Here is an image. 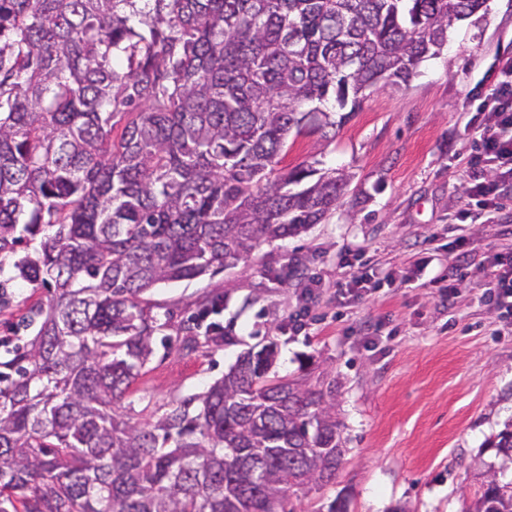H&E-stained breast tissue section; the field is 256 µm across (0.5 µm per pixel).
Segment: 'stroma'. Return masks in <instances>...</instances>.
<instances>
[{"label":"stroma","mask_w":512,"mask_h":512,"mask_svg":"<svg viewBox=\"0 0 512 512\" xmlns=\"http://www.w3.org/2000/svg\"><path fill=\"white\" fill-rule=\"evenodd\" d=\"M503 54L512 55V0H487L449 28L447 47L407 85L366 90L334 138H289L286 167L343 170L347 194L326 221L262 243L247 262L145 294L160 339L123 399L130 415L158 416L203 392L268 338L279 375L336 383L345 456L335 480L293 496L298 512H326L340 495L349 512H465L487 471L511 481L512 460L488 442L512 423V315L487 294L490 269L455 260L463 247L512 253V235L467 207L468 123ZM349 251L374 279L341 301L331 288L347 275L340 259ZM306 276L326 290L312 324L295 332L289 317ZM45 297L12 284L0 299V341L24 338ZM214 297L224 300L216 322L235 338L221 348L198 318Z\"/></svg>","instance_id":"obj_1"}]
</instances>
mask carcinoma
Listing matches in <instances>:
<instances>
[{"label":"carcinoma","instance_id":"1","mask_svg":"<svg viewBox=\"0 0 512 512\" xmlns=\"http://www.w3.org/2000/svg\"><path fill=\"white\" fill-rule=\"evenodd\" d=\"M485 2L0 0V252L38 241L13 267L47 291L0 357V512H296L334 479L333 390L272 372L273 341L124 419L160 330L143 295L325 221L348 178L284 171L288 135L408 84ZM490 446L512 458V427ZM465 512H512V482Z\"/></svg>","mask_w":512,"mask_h":512}]
</instances>
